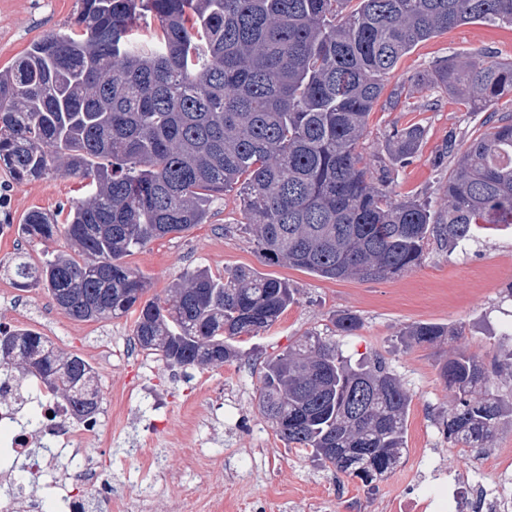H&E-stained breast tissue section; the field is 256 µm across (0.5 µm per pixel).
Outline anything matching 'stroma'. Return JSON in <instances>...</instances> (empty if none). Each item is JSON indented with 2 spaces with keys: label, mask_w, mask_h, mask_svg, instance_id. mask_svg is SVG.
Listing matches in <instances>:
<instances>
[{
  "label": "stroma",
  "mask_w": 512,
  "mask_h": 512,
  "mask_svg": "<svg viewBox=\"0 0 512 512\" xmlns=\"http://www.w3.org/2000/svg\"><path fill=\"white\" fill-rule=\"evenodd\" d=\"M76 0H0V68L10 65L49 32H68ZM482 50L512 61V27L478 22L420 43L404 56L387 85L410 84L451 55ZM482 115L440 89H421L411 103L376 107L361 146L371 172L387 168L401 200L442 203L448 183L449 143L464 145ZM424 128L418 152L390 164L393 128ZM79 195L77 177L57 175L18 185L0 170V322L32 329L55 351L85 358L97 373L100 440L89 453L98 462L93 512H112L111 499L128 512H391L395 498L412 499L438 486L431 465L462 474L493 466L494 451L512 448V427L501 428L492 448H453L439 421L453 403L439 377L441 363L456 352L478 355L486 365L512 350V230L489 242L449 250L430 242L421 266L389 280H330L263 261L242 223L237 190L212 203L206 223L157 239L128 256V264L164 295L183 273L202 266L213 272L251 268L288 280L296 301L269 329L241 342L240 359L206 368L170 367L133 341L134 315L78 322L39 288L18 290L2 264L19 250L33 260L66 249L64 237L27 243L17 224L33 209L66 214ZM352 311L361 326L339 334L338 314ZM435 322L448 329L434 345L404 341L410 326ZM335 337L351 359L382 356L412 397L406 419V450L398 467L375 488L363 487L288 447L258 408L263 363L301 336Z\"/></svg>",
  "instance_id": "stroma-1"
}]
</instances>
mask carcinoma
<instances>
[{
	"label": "carcinoma",
	"mask_w": 512,
	"mask_h": 512,
	"mask_svg": "<svg viewBox=\"0 0 512 512\" xmlns=\"http://www.w3.org/2000/svg\"><path fill=\"white\" fill-rule=\"evenodd\" d=\"M159 29L140 30L145 14ZM477 22L512 26V0H77L68 33L35 41L0 70V166L17 184L49 175L86 183L59 224L30 211L28 242L61 234L70 251L40 264L15 253L17 288H43L77 321L136 314L134 344L168 366L239 356L235 343L273 326L288 282L250 269L186 272L164 297L125 258L206 223L213 198L239 186L246 229L268 264L330 280H385L415 268L430 239L466 248L512 226V117L450 146L438 216L398 201L369 175L358 148L388 76L419 43ZM473 111L512 100V63L482 50L454 55L413 80ZM418 125L388 135L391 161L418 150ZM361 325L345 312L343 333ZM447 335L419 323L406 336ZM20 373L67 402L72 418L99 413L96 371L40 333L0 337V372ZM454 404L448 444L488 448L512 419V395L490 390L475 354L440 369ZM259 405L286 444L366 486L405 450L411 399L386 362L352 365L331 336L308 333L261 368Z\"/></svg>",
	"instance_id": "carcinoma-1"
}]
</instances>
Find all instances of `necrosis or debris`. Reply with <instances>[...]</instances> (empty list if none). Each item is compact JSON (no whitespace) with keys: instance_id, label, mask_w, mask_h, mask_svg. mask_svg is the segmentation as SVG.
Masks as SVG:
<instances>
[{"instance_id":"necrosis-or-debris-1","label":"necrosis or debris","mask_w":512,"mask_h":512,"mask_svg":"<svg viewBox=\"0 0 512 512\" xmlns=\"http://www.w3.org/2000/svg\"><path fill=\"white\" fill-rule=\"evenodd\" d=\"M0 459L26 460L35 478L49 477L51 466L61 456L73 464L70 477L79 481L81 491L64 494L61 512H84L85 501L95 486L96 464L87 447L97 438L95 421L84 424L82 436L71 431V418L64 405L42 386L23 385L9 376L0 377ZM473 490L476 512H512V470L478 473Z\"/></svg>"}]
</instances>
